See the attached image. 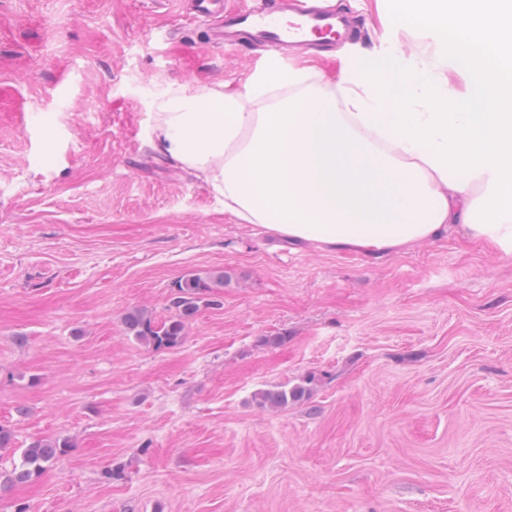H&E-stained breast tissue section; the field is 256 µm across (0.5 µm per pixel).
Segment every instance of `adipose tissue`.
Returning a JSON list of instances; mask_svg holds the SVG:
<instances>
[{
	"label": "adipose tissue",
	"instance_id": "obj_1",
	"mask_svg": "<svg viewBox=\"0 0 512 512\" xmlns=\"http://www.w3.org/2000/svg\"><path fill=\"white\" fill-rule=\"evenodd\" d=\"M381 42L336 80L270 58L236 87L167 88L150 143L236 223L292 242L378 257L459 229L511 255L512 0H405Z\"/></svg>",
	"mask_w": 512,
	"mask_h": 512
}]
</instances>
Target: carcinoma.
<instances>
[{
    "label": "carcinoma",
    "instance_id": "obj_1",
    "mask_svg": "<svg viewBox=\"0 0 512 512\" xmlns=\"http://www.w3.org/2000/svg\"><path fill=\"white\" fill-rule=\"evenodd\" d=\"M228 275L222 269L205 273L189 272L174 285L175 293L170 301L171 315L162 321L151 312L136 308L128 312L123 320L126 335L154 350H169L180 346L185 338L186 322L201 306L211 304L209 297L224 287ZM311 389L296 385L292 388L276 387L263 389L254 394L261 407L286 408L289 403L308 399ZM70 443L65 438L40 440L22 452L21 463L8 476L10 483H26L40 476L62 456Z\"/></svg>",
    "mask_w": 512,
    "mask_h": 512
}]
</instances>
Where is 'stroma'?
Segmentation results:
<instances>
[{"label": "stroma", "mask_w": 512, "mask_h": 512, "mask_svg": "<svg viewBox=\"0 0 512 512\" xmlns=\"http://www.w3.org/2000/svg\"><path fill=\"white\" fill-rule=\"evenodd\" d=\"M329 2L359 37L288 59L335 77L394 5ZM264 58L210 44L180 0H0V473L72 443L0 512H512V254L458 232L379 257L272 238L152 150L163 88ZM214 268L220 304L180 347L125 335ZM311 376L308 403L253 401Z\"/></svg>", "instance_id": "1"}]
</instances>
